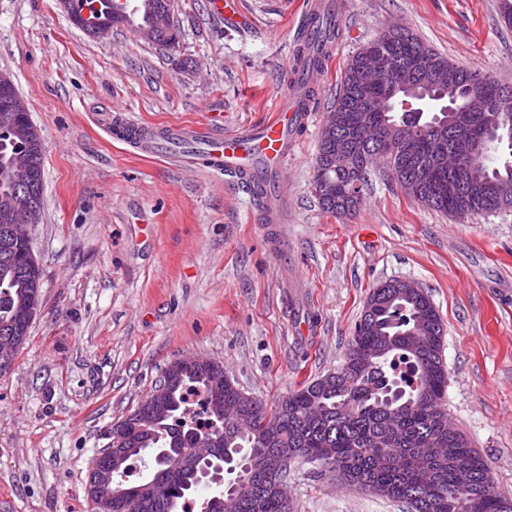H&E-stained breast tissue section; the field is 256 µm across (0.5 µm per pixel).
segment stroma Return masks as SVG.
<instances>
[{
	"label": "stroma",
	"instance_id": "35a3bbf8",
	"mask_svg": "<svg viewBox=\"0 0 512 512\" xmlns=\"http://www.w3.org/2000/svg\"><path fill=\"white\" fill-rule=\"evenodd\" d=\"M176 51L129 28L93 38L59 0H0V73L43 143L41 308L0 374V512H93L87 475L110 426L184 355L222 362L272 403L336 371L373 288L408 279L443 327L450 424L512 495V211L460 222L372 173L355 215L313 193L319 132L351 55L399 22L454 64L512 86L499 0H339L342 31L285 177L293 222L277 250L252 194L221 173L137 156L112 115L218 127L268 117L299 47L301 0H173ZM297 512H407L294 461Z\"/></svg>",
	"mask_w": 512,
	"mask_h": 512
}]
</instances>
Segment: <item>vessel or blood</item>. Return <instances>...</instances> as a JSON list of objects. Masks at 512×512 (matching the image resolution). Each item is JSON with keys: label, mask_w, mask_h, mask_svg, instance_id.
Returning <instances> with one entry per match:
<instances>
[{"label": "vessel or blood", "mask_w": 512, "mask_h": 512, "mask_svg": "<svg viewBox=\"0 0 512 512\" xmlns=\"http://www.w3.org/2000/svg\"><path fill=\"white\" fill-rule=\"evenodd\" d=\"M333 0H308L299 22V36L308 39L318 24L337 23ZM336 53L335 38L322 48L320 67L304 72L299 85L280 95L276 112L251 127L214 131L206 124L154 125L137 123L123 113L112 123L124 131L127 143L147 154L173 162L193 161L200 167L231 175L254 193L260 203L259 220L267 226L288 221V202L281 173L299 145V130L311 117L310 90L318 88Z\"/></svg>", "instance_id": "vessel-or-blood-1"}]
</instances>
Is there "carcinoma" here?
Segmentation results:
<instances>
[{
  "mask_svg": "<svg viewBox=\"0 0 512 512\" xmlns=\"http://www.w3.org/2000/svg\"><path fill=\"white\" fill-rule=\"evenodd\" d=\"M70 2L62 0L64 9L89 35L125 24L120 12L105 22L83 18L72 11ZM144 2L148 21L134 32L158 46L176 48L181 40L179 25L160 24L164 14L173 12L172 0ZM366 47L383 53L391 75L409 58H418L424 67L421 81L444 94V111L421 112L416 99L395 90L397 111L386 113L390 126L386 137H397L393 126L403 125L424 131L449 149L462 134L482 136L476 152L462 161L463 181L450 170L442 174L445 193L434 195L432 184L425 181L412 197L448 216L461 207L478 216L511 211L512 97L497 112L462 111L465 95L481 85L483 75L450 62L407 28L384 29ZM315 51L309 44L297 49L289 80H294L297 67L319 63ZM444 67L448 82L439 85L434 75ZM364 68L365 57L359 50L347 60L336 103L325 117L332 135L319 137L316 163L325 181L319 203L340 217L356 211L370 171L361 173L360 190L352 194L348 173L332 166L330 157L336 141L348 131L355 104L389 86L387 80L382 87L364 85L360 79ZM25 111L22 99L12 109H0V337L15 336L22 343L32 326L27 309L40 299L41 288L26 246L5 242L12 227L30 223L28 206L42 208L44 188L42 145ZM379 145V140L361 134L353 142V153L367 157ZM410 171L402 155L388 154L385 172L403 189ZM374 294L355 325L341 367L271 405L244 398L234 383L224 379L222 370L199 364L174 369L168 389L158 396L149 394L131 412L123 447L126 499L112 506V512H185L189 499L195 501L196 512H205L198 489L230 466L235 467L236 480L224 483L223 493L231 503L228 512H294L269 488L278 448H295L299 458L320 467L332 464L342 479L404 503L409 512H512V499L495 488L481 454L448 422L444 407L448 369L436 308L427 297L390 283L375 288ZM190 390L200 393L206 403L209 429L205 432L188 423ZM200 438L213 443L207 461L194 457ZM166 448L183 458L182 467L164 470L156 451ZM148 458L153 471L163 472L168 496L144 507L141 481L131 477L136 464Z\"/></svg>",
  "mask_w": 512,
  "mask_h": 512,
  "instance_id": "carcinoma-1",
  "label": "carcinoma"
}]
</instances>
